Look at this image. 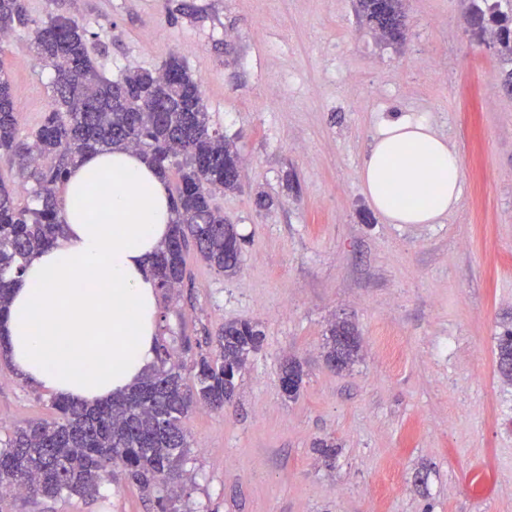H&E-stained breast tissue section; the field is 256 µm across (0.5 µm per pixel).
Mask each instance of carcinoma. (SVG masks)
<instances>
[{"mask_svg":"<svg viewBox=\"0 0 512 512\" xmlns=\"http://www.w3.org/2000/svg\"><path fill=\"white\" fill-rule=\"evenodd\" d=\"M403 2L357 0L359 23L383 43L398 45L408 32ZM465 20L478 33L496 27L493 48L503 86L512 91V0H469ZM28 28L37 59L53 71L54 107L31 137L20 138L12 80L0 63V155L33 183V203L22 207L0 179V316L26 261L62 235L57 194L90 151L132 149L162 176L178 172L175 219L154 264L164 296L183 283L191 248L217 272L235 275L243 239L213 205V195L238 188L239 149L211 128L201 84L182 59L172 55L156 71L128 70L112 80L95 66L89 51L95 34L84 25L64 15L38 24L26 0H0V33ZM163 73L173 80L158 111L149 89ZM264 336L257 322L228 321L211 339L213 354H193L184 337L178 352L160 345L158 364L122 393L93 404L54 397V420L17 427L0 442V497L16 489L46 498L93 497L114 481L117 468L147 496L163 490L189 453L183 419L195 407L224 410ZM325 347L327 361L344 371L356 361L359 341L342 322L330 329ZM497 356L499 372L512 380V330L498 337Z\"/></svg>","mask_w":512,"mask_h":512,"instance_id":"obj_1","label":"carcinoma"}]
</instances>
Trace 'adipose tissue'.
<instances>
[{
    "instance_id": "ef3b65f1",
    "label": "adipose tissue",
    "mask_w": 512,
    "mask_h": 512,
    "mask_svg": "<svg viewBox=\"0 0 512 512\" xmlns=\"http://www.w3.org/2000/svg\"><path fill=\"white\" fill-rule=\"evenodd\" d=\"M359 180L390 223L435 224L462 198V160L426 118L398 115L378 127ZM59 209L63 235L28 260L0 319V356L31 383L93 403L156 359L152 265L174 215L155 167L121 149L85 155Z\"/></svg>"
}]
</instances>
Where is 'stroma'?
Masks as SVG:
<instances>
[{
    "label": "stroma",
    "mask_w": 512,
    "mask_h": 512,
    "mask_svg": "<svg viewBox=\"0 0 512 512\" xmlns=\"http://www.w3.org/2000/svg\"><path fill=\"white\" fill-rule=\"evenodd\" d=\"M467 7L406 0L409 36L386 46L353 0H27L35 21L63 14L99 34L92 57L115 78L184 46L212 128L241 153L239 190L214 198L246 240L241 268L227 277L188 254L158 333L208 354L225 321L257 320L265 339L224 411L186 418L178 512H512V381L497 368L512 328V94ZM0 62L29 136L53 72L25 31L0 41ZM394 112L427 117L461 155L462 199L442 223H388L361 190L368 145ZM343 320L361 341L347 372L323 349ZM288 359L303 371L293 400L279 384ZM51 397L1 362L0 437L49 417ZM0 512L156 508L122 484L7 497Z\"/></svg>",
    "instance_id": "35a3bbf8"
}]
</instances>
